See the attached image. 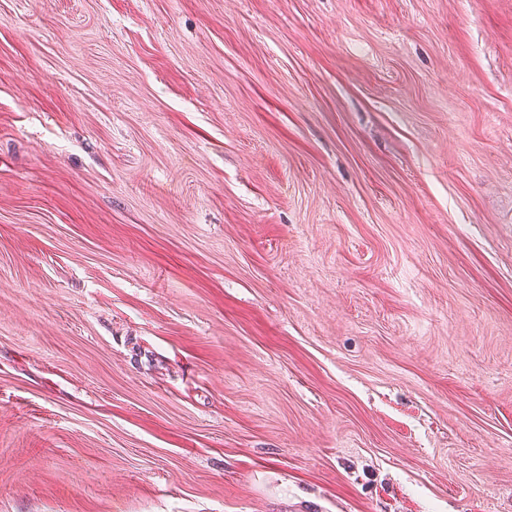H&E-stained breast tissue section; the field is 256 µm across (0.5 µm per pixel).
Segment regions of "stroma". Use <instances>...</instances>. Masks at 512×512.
<instances>
[{
	"instance_id": "obj_1",
	"label": "stroma",
	"mask_w": 512,
	"mask_h": 512,
	"mask_svg": "<svg viewBox=\"0 0 512 512\" xmlns=\"http://www.w3.org/2000/svg\"><path fill=\"white\" fill-rule=\"evenodd\" d=\"M0 512H512V0H0Z\"/></svg>"
}]
</instances>
